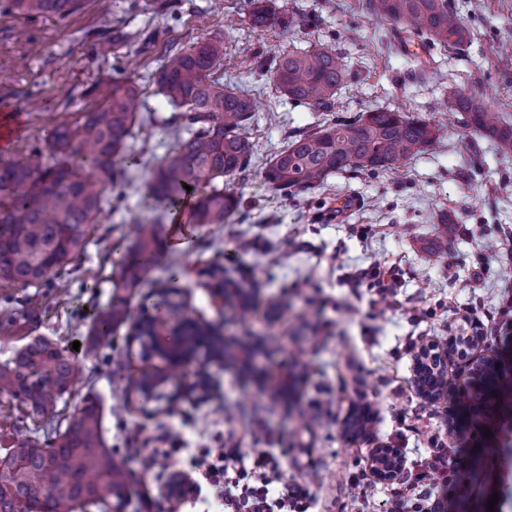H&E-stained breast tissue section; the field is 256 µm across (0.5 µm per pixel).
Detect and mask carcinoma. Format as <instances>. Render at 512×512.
Instances as JSON below:
<instances>
[{"instance_id":"obj_1","label":"carcinoma","mask_w":512,"mask_h":512,"mask_svg":"<svg viewBox=\"0 0 512 512\" xmlns=\"http://www.w3.org/2000/svg\"><path fill=\"white\" fill-rule=\"evenodd\" d=\"M78 0H6V9L28 22L67 19ZM155 15L171 8L170 0H129ZM248 20L257 32L278 25L288 29L310 23L302 14L276 6L275 0H247ZM363 12L398 26V43L419 42L431 49L457 48L469 30L451 0H362ZM129 36L92 39L90 50L103 56ZM224 59V41L204 38L187 47L170 46L152 76L166 104L185 109L189 136L177 139L174 153L148 172L145 194L156 206L176 209L191 195L193 223L225 224L238 211V198L220 182L247 168L249 141L240 129L251 119L255 101L249 91L217 76ZM252 68L268 76L282 96L315 112H333L347 87L348 73L336 52L325 47L290 50L269 60L256 55ZM96 106L75 127L55 126L45 146L35 145L29 157L0 166V280L20 288H46L85 253L96 225L112 213L108 187L119 185L127 169L139 165L130 153L138 100L144 94L134 80H112L100 89ZM448 109L466 114L468 125L492 141L501 154L512 153V120L458 91ZM439 129L403 112L375 109L351 120L337 119L304 131L278 151L264 171V180L278 192L313 190L334 174H369L410 159L434 143ZM189 185L188 191L183 185ZM157 225L131 226L129 258L114 282L109 303L91 317L90 342L83 356H99L111 343L112 331L129 318L130 299L151 264L160 256ZM224 282L232 297L239 286L224 276V256L205 269ZM143 335L151 336L174 323L179 345H198L208 336V354L224 356L220 328L198 319L179 302H167L165 315H145ZM79 357L46 336H30L0 363V393L17 402L20 412L15 438L0 456V512H112V496L130 494L127 459L107 446L102 411L89 398L69 419H56L60 399L78 381ZM507 379L495 364L485 366L481 388L500 393Z\"/></svg>"}]
</instances>
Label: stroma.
Returning <instances> with one entry per match:
<instances>
[{
    "label": "stroma",
    "mask_w": 512,
    "mask_h": 512,
    "mask_svg": "<svg viewBox=\"0 0 512 512\" xmlns=\"http://www.w3.org/2000/svg\"><path fill=\"white\" fill-rule=\"evenodd\" d=\"M176 15L132 13L126 0H111L103 13L99 0H79L65 21L31 24L0 5V120L8 122V139L0 144V164L25 158L34 141H46L52 128L82 123L94 106L87 87L106 75L146 83L160 64L166 43L184 46L200 38L224 40L225 80L250 90L256 112L244 131L251 144L246 172L225 181L240 199L238 213L226 224L199 226L191 206L162 212L152 208L143 180L173 145L165 122L172 115L160 95L147 90L139 108L154 125L137 135L135 150L147 167L132 170L121 200L97 227L86 254L54 285L41 289L37 304L29 290L0 285V301L10 300L24 316L0 323V362L27 337L46 336L59 343H87L89 314L108 303L111 279L124 263L127 226L133 219L159 224L162 249L147 286L130 300V322L117 327L99 357L83 362V374L57 406L71 417L84 398H98L109 447L128 449L131 435H152L158 447L174 441L201 453L241 447L243 422L237 405L264 404L263 445L281 462L284 480L316 472L314 512H363L348 488L361 481L368 500L385 496V483L371 473L373 448L398 449L402 478L430 448L431 438L450 447V459L466 475L465 512H512V409L486 421L489 436L466 443L451 426L464 415L447 398L431 402L413 383V359L422 346L443 352L449 373L460 358L448 349L459 334L466 309H477L479 354L494 356L512 375V332L492 320L502 301L512 298V155L500 154L487 138L467 126L465 115L449 112L455 90L473 92L497 111L512 115V0H454L470 41L459 50L434 51L428 76L392 38L393 23L365 14L359 0H275L311 17L305 28L264 33L252 29L246 0H172ZM151 27L156 45L141 52L137 44L120 47L108 59L88 56L87 35L98 29L129 34ZM322 46L336 50L349 77L339 97L337 116L348 119L377 109H398L440 130L436 142L415 158L388 170L328 178L318 189L283 194L269 188L263 171L271 157L299 132L316 127L322 114L276 93L268 77L250 73L254 52L269 57L295 48ZM39 110L27 107L29 97ZM448 212L456 231L444 251L431 241L440 212ZM223 253L224 266L244 289H257L247 325L233 309L213 304L202 271L207 259ZM397 263L401 281L395 307L370 305L368 288H353L349 276L375 263ZM177 284L179 300L205 321L220 323L227 335L248 346L250 369L201 362L181 377L190 384L197 374L211 381L201 399L189 397L182 421L130 402L125 378L162 368L160 359L143 360L132 335V322L165 307V291ZM422 312L414 323L409 309ZM307 364L289 398L270 401V376H282L290 363ZM368 405L372 423L355 437H345L343 422L360 405ZM498 449L496 459L484 451ZM128 467L134 489L125 512H137L141 498L151 512H185L181 497L166 488L175 474H189L187 456L158 458L146 469L137 457Z\"/></svg>",
    "instance_id": "obj_1"
}]
</instances>
